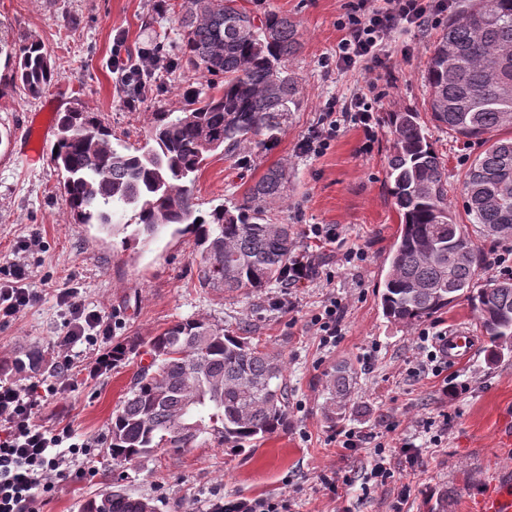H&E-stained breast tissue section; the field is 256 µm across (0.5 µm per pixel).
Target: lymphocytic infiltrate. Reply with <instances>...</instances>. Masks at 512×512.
<instances>
[{
  "mask_svg": "<svg viewBox=\"0 0 512 512\" xmlns=\"http://www.w3.org/2000/svg\"><path fill=\"white\" fill-rule=\"evenodd\" d=\"M446 8L445 0H377L373 5L357 0L339 23L345 35L337 44L336 58L374 71L381 67L384 46L395 29L423 27ZM28 278L26 266L16 263L0 281V324L40 300V291L29 286ZM57 298L69 314L65 334L55 339L63 359H70L77 346L111 341V324L86 305L78 289H61ZM64 388V383L42 379H0V512H40L45 493L66 475L67 454L86 452V444L74 442L71 431L36 420L40 407Z\"/></svg>",
  "mask_w": 512,
  "mask_h": 512,
  "instance_id": "obj_1",
  "label": "lymphocytic infiltrate"
}]
</instances>
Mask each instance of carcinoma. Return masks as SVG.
Masks as SVG:
<instances>
[{
	"instance_id": "carcinoma-1",
	"label": "carcinoma",
	"mask_w": 512,
	"mask_h": 512,
	"mask_svg": "<svg viewBox=\"0 0 512 512\" xmlns=\"http://www.w3.org/2000/svg\"><path fill=\"white\" fill-rule=\"evenodd\" d=\"M182 57L161 36L144 54L164 71L192 69L209 92L195 90L179 112H154L144 145L114 144L98 115L73 108L59 117L50 162L61 174L77 224L123 235L125 249L149 244L165 227L194 235L201 288L252 295L288 286L296 233L273 211L288 201L291 170L269 169L232 207L196 214L193 188L207 159L274 143L301 90L286 62L302 48L297 22L286 14L254 16L239 0H181ZM0 83L39 97L62 76L33 35L0 33ZM427 111L456 138L483 148L464 174L457 222L448 171L420 115L389 112L392 135L388 194L400 231L382 282L384 316L414 325L465 299L477 313L491 355L512 353V276L477 285L484 265L481 238H512V0H468L430 49L424 71ZM132 212V222L122 221ZM150 362L135 375L112 417L108 453L118 466L159 450L182 453L205 435L244 449L288 424L285 361L252 342L247 327L233 332L206 318L175 322L145 343ZM50 363L36 345L0 361V374L39 372ZM353 372L331 374L326 417L343 415ZM79 512H156L153 499L115 487L84 501Z\"/></svg>"
}]
</instances>
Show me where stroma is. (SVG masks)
I'll use <instances>...</instances> for the list:
<instances>
[{
	"mask_svg": "<svg viewBox=\"0 0 512 512\" xmlns=\"http://www.w3.org/2000/svg\"><path fill=\"white\" fill-rule=\"evenodd\" d=\"M156 2L0 0V28L38 38L62 71L58 84L39 98L15 88L0 92V271L24 262L30 286L43 293L15 320L0 324V359L36 345L60 361L55 339L65 332L66 308L56 295L62 288L79 289L90 308L109 318L116 343L145 342L187 318L205 317L233 329L246 324L252 336L284 357L288 426L242 451L210 439L183 454L158 452L113 468L107 453L110 424L141 357L130 355L120 366L91 375L86 367L102 350L79 346L71 361L75 387L58 394L37 419L71 427L93 450L71 459V468L83 469L84 477L58 484L42 512H79L84 500L116 484L153 499L157 512H207L214 499L256 497L288 500V512H429L444 490L450 493L448 512H475L497 489L499 477L512 472V446L498 434L501 422L512 419V354L492 361L485 344H478L467 361L445 367L457 389L443 393L440 379L409 372L427 354L419 333L460 326L478 331L474 310L461 301L424 325L407 326L387 319L379 298L400 225L387 193L390 133L384 117L407 108L424 112V69L447 14L422 28L392 32L387 66L379 72L385 95L375 114L374 143L366 144L362 129L343 121L330 148L317 156L301 144L320 125L327 103L341 105L370 91L362 66L333 62L342 36L336 22L351 0H240L253 14L275 11L298 22L302 49L288 67L301 84L302 103L271 148L209 159L194 188L197 209L206 216L215 207L233 206L269 167L289 161L290 204L277 218L294 226L301 254L315 260L299 286L271 287L245 298L199 287L193 235L167 228L148 247L125 249L97 226L74 223L57 170L49 160L31 165L25 159L29 126L47 113L56 117L84 107L97 113L115 138L137 147L145 141L152 112L183 107L185 89L201 83L198 73L162 76L132 111L112 71L115 31L125 32L131 54L157 34L178 45L176 15L157 10ZM429 135L445 159L449 183L460 188L477 146L435 126ZM312 224L330 230L331 238L307 237ZM30 237L35 246L17 252V242ZM353 246L363 249V258L348 260ZM332 298L341 301L343 311L336 340L326 345L313 319ZM339 364L351 367L354 391L345 417L332 423L324 416L326 381ZM345 431L358 436L357 447H339L336 435ZM396 439L419 445L415 466L402 461L392 446ZM381 455L396 464L391 476L379 481L370 472Z\"/></svg>",
	"mask_w": 512,
	"mask_h": 512,
	"instance_id": "35a3bbf8",
	"label": "stroma"
}]
</instances>
